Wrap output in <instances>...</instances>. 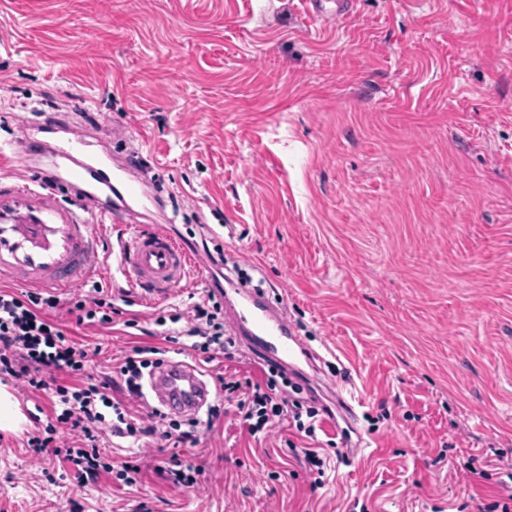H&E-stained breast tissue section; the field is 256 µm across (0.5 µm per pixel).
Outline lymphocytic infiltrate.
Returning a JSON list of instances; mask_svg holds the SVG:
<instances>
[{"label":"lymphocytic infiltrate","mask_w":512,"mask_h":512,"mask_svg":"<svg viewBox=\"0 0 512 512\" xmlns=\"http://www.w3.org/2000/svg\"><path fill=\"white\" fill-rule=\"evenodd\" d=\"M65 310L77 324L112 326V299L98 293L60 299L42 292H16L0 289V374L22 381L33 393L50 404L46 421L27 433L26 442L35 452H51L59 461L76 471L82 482L98 481L101 474H114L124 484H135L141 466L132 460L119 464L106 462L97 446L102 428L112 435L130 439L132 444L146 437L173 445L197 444L198 426L215 428L223 413L213 406L206 421H179L160 410H153L151 423L134 418L129 403L144 399V371L152 367L158 347L140 346L134 355L115 368L114 377L93 381L86 367L93 354L88 345L69 336L65 327L52 317ZM165 341L190 339L192 350L222 353L233 340L224 334V315L220 303L201 301L190 309L188 319L180 315L158 316ZM219 389L235 400L236 415L250 433L270 430L285 422L297 433L314 438L323 410L304 397H282L276 392L275 377L265 382L251 379L219 378Z\"/></svg>","instance_id":"lymphocytic-infiltrate-1"}]
</instances>
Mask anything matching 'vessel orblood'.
I'll return each instance as SVG.
<instances>
[{
	"mask_svg": "<svg viewBox=\"0 0 512 512\" xmlns=\"http://www.w3.org/2000/svg\"><path fill=\"white\" fill-rule=\"evenodd\" d=\"M309 16L337 20L352 0H306ZM84 134L71 129L66 142L53 148L48 174L67 176L69 183L86 186L81 212L59 205L50 196L19 182H0V279L32 288L63 292L73 284L103 276L109 268L93 262L98 236L89 219L132 220L137 208L152 198L130 168H111L95 158L83 157ZM117 268L146 296L166 297L174 284L186 279L194 262L186 246L162 226L136 229L117 242ZM243 302L232 321L249 328L252 339L279 365L297 367L311 352L283 316L263 296L244 289ZM150 388L162 406L178 413H196L209 395L195 366L168 362L155 369Z\"/></svg>",
	"mask_w": 512,
	"mask_h": 512,
	"instance_id": "obj_1",
	"label": "vessel or blood"
}]
</instances>
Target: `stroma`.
I'll return each instance as SVG.
<instances>
[{
    "label": "stroma",
    "mask_w": 512,
    "mask_h": 512,
    "mask_svg": "<svg viewBox=\"0 0 512 512\" xmlns=\"http://www.w3.org/2000/svg\"><path fill=\"white\" fill-rule=\"evenodd\" d=\"M69 121L93 153L140 177L160 205L139 217L196 254L200 271L138 328L61 322L111 376L137 346L259 381L250 337L206 362L155 336L156 312L187 313L224 272L276 302L315 356L313 392L354 396L368 447L325 425V485L283 440L234 414L198 446L197 487L154 467L140 481L79 484L25 441L36 400L0 379L25 416L0 431V512H457L495 498L512 462V0H353L340 21L301 0H0V177L25 176L61 204L72 188L13 155L30 126ZM474 471H467L466 462Z\"/></svg>",
    "instance_id": "1"
}]
</instances>
